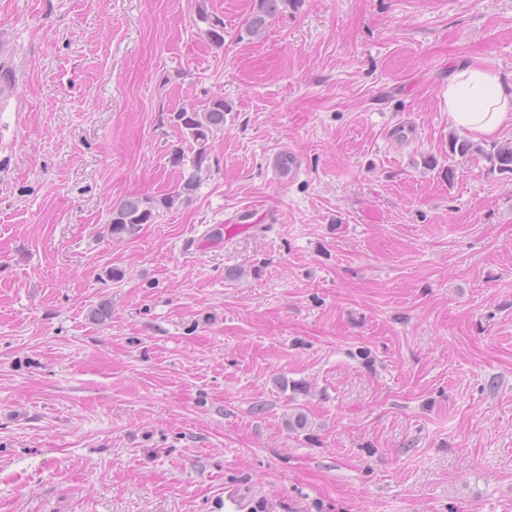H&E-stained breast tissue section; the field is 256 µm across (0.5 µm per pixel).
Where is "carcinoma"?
I'll return each instance as SVG.
<instances>
[{
    "mask_svg": "<svg viewBox=\"0 0 512 512\" xmlns=\"http://www.w3.org/2000/svg\"><path fill=\"white\" fill-rule=\"evenodd\" d=\"M294 2L295 0H255L248 31L253 35L261 33L271 19L287 11L288 6ZM198 14L208 24L206 35L209 41L217 47L224 46V22L209 16L203 0L198 2ZM226 111L228 105L224 99L215 98L204 109H182L174 113L173 119L184 138L203 146L213 133L224 128ZM449 151L462 157L478 156L489 163L490 173L512 178V144L500 145L487 151L468 140L453 137L449 140ZM202 163V156L193 158L191 172L182 175L181 180L165 194L132 197L113 206L108 220L110 235L120 239L132 236L141 225L155 223L161 216V211L190 200L199 187Z\"/></svg>",
    "mask_w": 512,
    "mask_h": 512,
    "instance_id": "obj_1",
    "label": "carcinoma"
}]
</instances>
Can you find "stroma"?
Here are the masks:
<instances>
[{
    "label": "stroma",
    "mask_w": 512,
    "mask_h": 512,
    "mask_svg": "<svg viewBox=\"0 0 512 512\" xmlns=\"http://www.w3.org/2000/svg\"><path fill=\"white\" fill-rule=\"evenodd\" d=\"M206 4L0 0V512H512V179L444 98L512 0ZM197 5L199 18L209 26L205 31L209 41L216 47H222L224 45V22L209 16L204 1H198ZM296 0H255L253 12L249 21L250 34L261 33L268 22L288 10ZM224 98H215L205 105L201 111L182 109L175 112L173 119L185 139L205 146L214 132L224 127V112H228ZM449 151L451 154H459L462 157L480 156L489 163V172L497 173L505 178H512V144H504L487 151L479 145L468 140H459L452 137L449 140ZM202 155L191 161V172L183 173L181 180L160 196H143L125 199L112 207L108 230L113 238L134 235L142 224H153L161 216V210H169L176 203L189 201L199 187V171Z\"/></svg>",
    "instance_id": "1"
}]
</instances>
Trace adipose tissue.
I'll list each match as a JSON object with an SVG mask.
<instances>
[{"label":"adipose tissue","mask_w":512,"mask_h":512,"mask_svg":"<svg viewBox=\"0 0 512 512\" xmlns=\"http://www.w3.org/2000/svg\"><path fill=\"white\" fill-rule=\"evenodd\" d=\"M448 119L474 138H497L512 123V80L472 65L458 67L445 92Z\"/></svg>","instance_id":"obj_1"}]
</instances>
